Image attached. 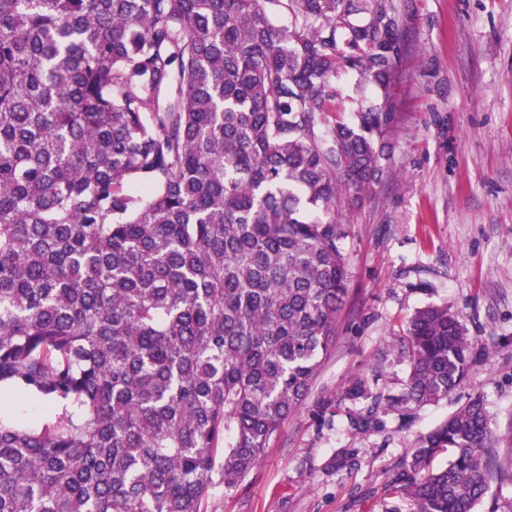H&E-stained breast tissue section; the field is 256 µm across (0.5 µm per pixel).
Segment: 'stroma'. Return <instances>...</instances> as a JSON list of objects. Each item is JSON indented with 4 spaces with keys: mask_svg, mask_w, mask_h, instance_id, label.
<instances>
[{
    "mask_svg": "<svg viewBox=\"0 0 512 512\" xmlns=\"http://www.w3.org/2000/svg\"><path fill=\"white\" fill-rule=\"evenodd\" d=\"M406 40L389 167L343 210L349 293L304 405L259 466L205 512H410L392 492L408 448L482 396L499 437L477 512H512V0H398ZM428 303L461 311L477 364L448 399L356 429L350 379L399 393L395 344Z\"/></svg>",
    "mask_w": 512,
    "mask_h": 512,
    "instance_id": "1",
    "label": "stroma"
}]
</instances>
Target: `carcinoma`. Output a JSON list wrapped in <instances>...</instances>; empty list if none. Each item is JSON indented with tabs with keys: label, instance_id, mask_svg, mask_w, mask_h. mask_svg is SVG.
<instances>
[{
	"label": "carcinoma",
	"instance_id": "cac0c4a2",
	"mask_svg": "<svg viewBox=\"0 0 512 512\" xmlns=\"http://www.w3.org/2000/svg\"><path fill=\"white\" fill-rule=\"evenodd\" d=\"M404 54L396 0H0V394L42 407L0 413V512H202L240 487L333 343L338 214L389 160ZM398 355L399 393L351 382L355 424L447 398L475 344L429 303ZM495 441L477 396L393 493L476 512Z\"/></svg>",
	"mask_w": 512,
	"mask_h": 512
}]
</instances>
